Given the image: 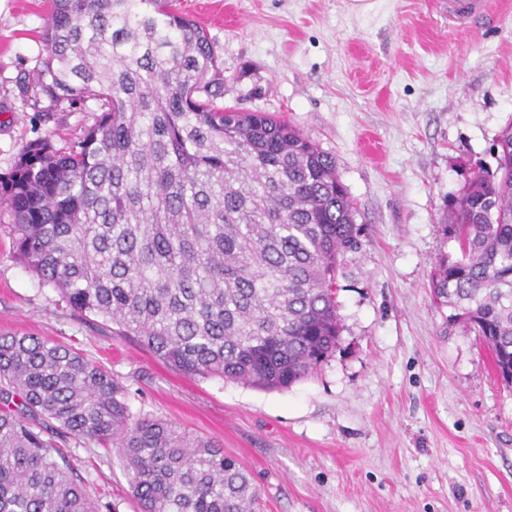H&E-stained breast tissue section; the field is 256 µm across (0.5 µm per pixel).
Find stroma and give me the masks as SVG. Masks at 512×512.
I'll list each match as a JSON object with an SVG mask.
<instances>
[{
  "label": "stroma",
  "instance_id": "obj_1",
  "mask_svg": "<svg viewBox=\"0 0 512 512\" xmlns=\"http://www.w3.org/2000/svg\"><path fill=\"white\" fill-rule=\"evenodd\" d=\"M456 24L448 0H172L208 33L223 102L283 115L336 159L360 247L338 277L341 347L308 378L264 391L189 378L83 317L15 256L0 206V335L73 345L153 416L223 448L257 512H512V383L473 332L449 326L430 279L458 257L446 231L512 123V0ZM50 0H0V173L28 143L63 147L95 101L31 85ZM101 512H138L115 448L68 442Z\"/></svg>",
  "mask_w": 512,
  "mask_h": 512
}]
</instances>
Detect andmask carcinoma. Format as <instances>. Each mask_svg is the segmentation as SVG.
Segmentation results:
<instances>
[{"instance_id":"cac0c4a2","label":"carcinoma","mask_w":512,"mask_h":512,"mask_svg":"<svg viewBox=\"0 0 512 512\" xmlns=\"http://www.w3.org/2000/svg\"><path fill=\"white\" fill-rule=\"evenodd\" d=\"M45 50L39 92L98 115L0 174L14 253L39 283L189 377L279 390L329 361L337 272L358 248L335 158L274 113L221 104L213 43L169 0H53ZM499 147L452 208L460 258L430 288L509 382L512 123ZM70 438L117 449L139 512H254L253 479L224 449L131 420L128 388L73 346L1 335L0 512H99Z\"/></svg>"}]
</instances>
